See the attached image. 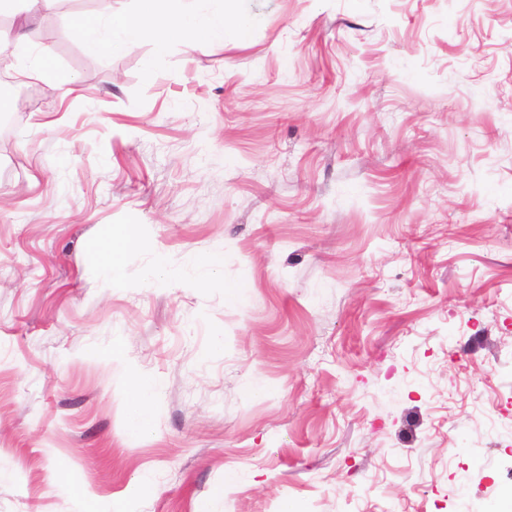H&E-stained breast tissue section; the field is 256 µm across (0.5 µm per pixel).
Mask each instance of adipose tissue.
Here are the masks:
<instances>
[{
  "mask_svg": "<svg viewBox=\"0 0 512 512\" xmlns=\"http://www.w3.org/2000/svg\"><path fill=\"white\" fill-rule=\"evenodd\" d=\"M145 7L134 13L125 7L113 8L104 17L82 15L72 19L71 30L84 47L99 54H115L148 42L153 53L145 59V74H153L164 57L172 38L191 39L205 33L211 40L223 41L227 34L245 39L250 24L241 16L231 15L228 7L202 9L200 0H144ZM19 83H44L55 91L68 90L71 79L59 70L50 50L28 45L16 70ZM144 239L136 226L113 229L106 245L90 262L111 280L113 287H123L128 254L142 246Z\"/></svg>",
  "mask_w": 512,
  "mask_h": 512,
  "instance_id": "obj_1",
  "label": "adipose tissue"
}]
</instances>
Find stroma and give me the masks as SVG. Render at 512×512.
<instances>
[{"mask_svg":"<svg viewBox=\"0 0 512 512\" xmlns=\"http://www.w3.org/2000/svg\"><path fill=\"white\" fill-rule=\"evenodd\" d=\"M112 7L0 100V512H504L512 0H234L149 77L72 35ZM144 244L145 241L136 226L112 227V236L106 245L90 258V262L112 281L113 287L121 288L125 283L128 254ZM133 391L135 404L129 415L128 428L133 433H142L151 425L156 392L152 383L145 378L133 381ZM72 510L71 512H101V511H110V512H126L127 507L124 503H112V507L108 510H101L100 507H96L92 500L89 499L85 493L78 489H71L69 491Z\"/></svg>","mask_w":512,"mask_h":512,"instance_id":"obj_1","label":"stroma"}]
</instances>
